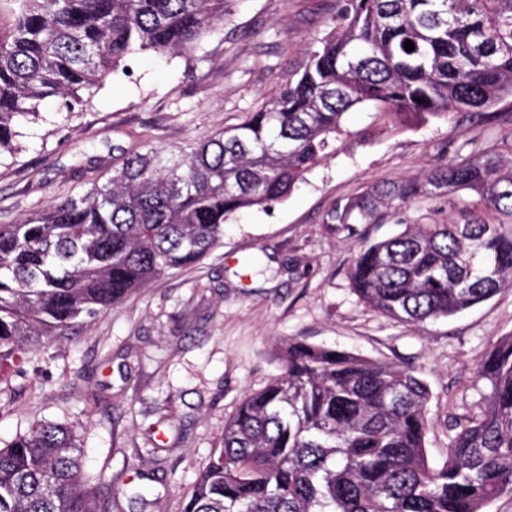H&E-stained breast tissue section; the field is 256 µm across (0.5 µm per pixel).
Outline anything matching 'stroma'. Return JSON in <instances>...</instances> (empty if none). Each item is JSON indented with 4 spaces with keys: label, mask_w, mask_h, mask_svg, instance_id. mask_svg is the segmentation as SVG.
Here are the masks:
<instances>
[{
    "label": "stroma",
    "mask_w": 512,
    "mask_h": 512,
    "mask_svg": "<svg viewBox=\"0 0 512 512\" xmlns=\"http://www.w3.org/2000/svg\"><path fill=\"white\" fill-rule=\"evenodd\" d=\"M344 0H224V19L191 58L136 54L130 76L105 81L92 107L48 100L0 163V224L83 193L143 142L177 150L259 109L334 32ZM512 160V97L473 120L435 119L338 143L283 202L237 213L195 266L51 336L0 371V446L38 421L73 425L86 473L122 512H180L181 501L250 391L281 372L297 338L371 360L414 366L427 383L426 452L441 465L452 418L478 409L472 370L512 334V288L457 316L407 325L361 302L349 268L360 246L404 224L460 220L469 192L445 190L370 224H330L337 203L369 187L425 177L454 157ZM258 257L261 269L245 265ZM148 488L147 504L132 493Z\"/></svg>",
    "instance_id": "stroma-1"
}]
</instances>
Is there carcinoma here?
<instances>
[{"instance_id": "cac0c4a2", "label": "carcinoma", "mask_w": 512, "mask_h": 512, "mask_svg": "<svg viewBox=\"0 0 512 512\" xmlns=\"http://www.w3.org/2000/svg\"><path fill=\"white\" fill-rule=\"evenodd\" d=\"M0 159L44 102L67 111L130 73L136 52L186 55L224 0H0ZM415 50H405L407 41ZM512 96V0H346L338 29L243 123L178 151L149 143L102 183L0 224V368L153 279L203 259L241 210L285 200L313 166L372 126L477 114ZM366 112L352 130L345 114ZM470 191L512 216V165L450 160L423 181L376 185L330 224L371 219L428 190ZM359 299L406 324L454 316L512 288V224H407L361 247ZM284 371L224 423L181 512H485L512 495V335L473 370L482 407L431 466L426 383L413 368L288 343ZM0 512H109L72 427L44 420L0 447Z\"/></svg>"}]
</instances>
